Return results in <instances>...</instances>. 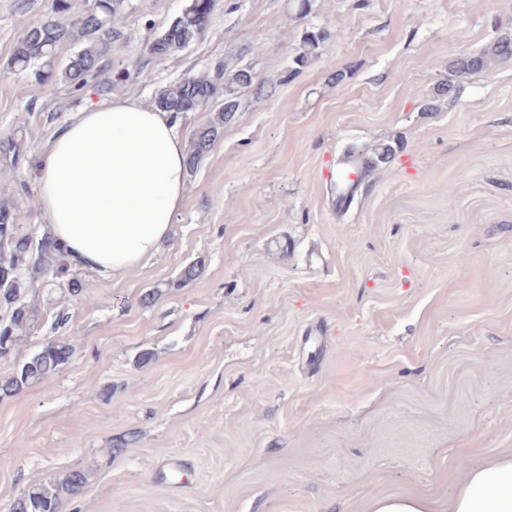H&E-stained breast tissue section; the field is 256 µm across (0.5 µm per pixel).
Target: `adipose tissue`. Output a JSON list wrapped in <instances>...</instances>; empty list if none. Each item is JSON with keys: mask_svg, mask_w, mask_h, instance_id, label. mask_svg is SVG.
<instances>
[{"mask_svg": "<svg viewBox=\"0 0 512 512\" xmlns=\"http://www.w3.org/2000/svg\"><path fill=\"white\" fill-rule=\"evenodd\" d=\"M186 161L170 113L116 97L75 113L44 147L37 204L70 263L121 278L170 237ZM446 512H512V456L472 467Z\"/></svg>", "mask_w": 512, "mask_h": 512, "instance_id": "ef3b65f1", "label": "adipose tissue"}]
</instances>
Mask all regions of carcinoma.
Listing matches in <instances>:
<instances>
[{
  "label": "carcinoma",
  "mask_w": 512,
  "mask_h": 512,
  "mask_svg": "<svg viewBox=\"0 0 512 512\" xmlns=\"http://www.w3.org/2000/svg\"><path fill=\"white\" fill-rule=\"evenodd\" d=\"M201 0H186L185 6L146 46L155 59H164L183 51L202 34L211 12L203 11ZM123 0H95L91 12L77 21L66 18L68 0H51L43 17L31 23L18 39L10 65L19 70H33L47 85L64 83L73 94L94 87L100 95L112 91L110 84L93 85L104 65L112 39L120 36L116 17ZM330 36L324 29L304 33L302 50L292 58L291 70L299 72L318 55L321 44ZM77 47L65 63L57 58L63 44ZM512 60V35L496 37L482 50L459 57L453 64L456 76L488 72L502 62ZM257 83V76L247 66L228 60L216 62L207 71L188 76L162 88L154 105L174 117L189 112H210L211 119L192 136L187 154L188 170H194L201 158L224 132L243 105L244 92ZM4 157L15 165L28 158L24 143L8 141ZM7 250L0 254V359L10 358L37 319L38 309L30 303L32 282L51 277L57 289L68 296L84 292L83 281L70 276V265L59 243L48 233L39 236L20 231L13 205L0 203V243ZM75 347L65 338L46 342L20 362L14 371L0 380V393L20 392L29 385L57 374L71 359ZM86 475L74 471L60 478L40 483L18 496L11 512H62L65 500L79 496Z\"/></svg>",
  "instance_id": "1"
}]
</instances>
